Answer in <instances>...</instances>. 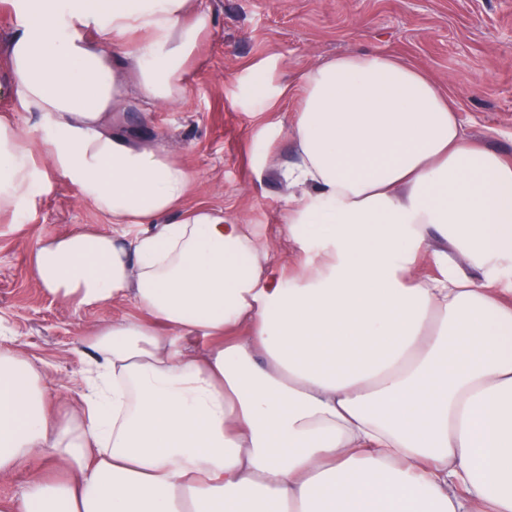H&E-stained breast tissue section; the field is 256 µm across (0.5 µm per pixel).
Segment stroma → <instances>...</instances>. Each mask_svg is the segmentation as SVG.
I'll return each instance as SVG.
<instances>
[{
  "mask_svg": "<svg viewBox=\"0 0 512 512\" xmlns=\"http://www.w3.org/2000/svg\"><path fill=\"white\" fill-rule=\"evenodd\" d=\"M212 31L185 73L182 101L119 113L113 128L159 147L194 175L183 210L209 208L251 227L288 282L304 255L283 226L294 195L283 173L294 159L288 127L303 75L342 54L386 52L427 72L458 109L469 137L512 158V0H198ZM0 56V115L27 134L39 167L45 148L35 115L13 109ZM79 229L132 239L48 173L20 217L0 215V336L46 380L49 403L78 398L87 357L76 342L100 325L140 316L132 298L77 307L31 274L37 241Z\"/></svg>",
  "mask_w": 512,
  "mask_h": 512,
  "instance_id": "stroma-1",
  "label": "stroma"
}]
</instances>
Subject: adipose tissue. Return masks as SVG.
I'll return each mask as SVG.
<instances>
[{
    "label": "adipose tissue",
    "instance_id": "ef3b65f1",
    "mask_svg": "<svg viewBox=\"0 0 512 512\" xmlns=\"http://www.w3.org/2000/svg\"><path fill=\"white\" fill-rule=\"evenodd\" d=\"M13 6L0 52L51 169L139 227L126 246L89 229L38 242L32 275L147 317L83 338L90 382L58 414L0 344V475L45 449L62 471L0 512H512V159L469 140L448 93L385 52L305 73L286 232L306 269L282 286L245 225L181 212L189 170L112 130L130 96L182 100L210 15L195 0ZM42 182L0 120V213Z\"/></svg>",
    "mask_w": 512,
    "mask_h": 512
}]
</instances>
